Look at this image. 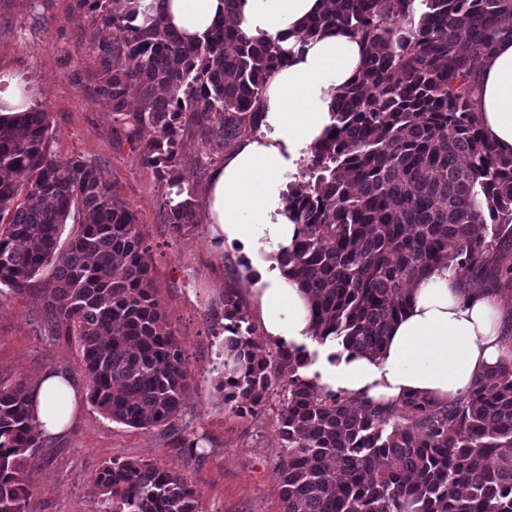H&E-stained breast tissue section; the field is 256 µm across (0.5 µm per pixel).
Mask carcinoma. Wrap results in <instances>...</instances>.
<instances>
[{
    "instance_id": "carcinoma-1",
    "label": "carcinoma",
    "mask_w": 512,
    "mask_h": 512,
    "mask_svg": "<svg viewBox=\"0 0 512 512\" xmlns=\"http://www.w3.org/2000/svg\"><path fill=\"white\" fill-rule=\"evenodd\" d=\"M80 2L121 33L93 44L96 94L116 131L141 143V165L168 188L165 221L185 233L198 203L176 162L183 138L230 149L255 135L290 51L248 35L235 0L195 43L165 25L162 0ZM325 31L366 53L335 98V135L282 194L300 231L281 263L310 297L314 340L375 355L409 284L436 263L465 288L512 291V155L494 149L470 105L483 57L512 37V0H323L303 37ZM52 142L45 108L0 121V297L49 272L40 326L78 343L91 403L116 422L170 428L190 383L137 216L102 168L57 159ZM223 308L224 404L256 415L273 385L288 384L276 469L284 512H512V357L443 407L419 396L354 400L301 375L312 362L305 346L258 343L238 289H224ZM40 435L25 381L0 378V512H26ZM94 486L108 512H196L195 485L148 462H106Z\"/></svg>"
}]
</instances>
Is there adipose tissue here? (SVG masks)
Returning a JSON list of instances; mask_svg holds the SVG:
<instances>
[{"instance_id": "adipose-tissue-1", "label": "adipose tissue", "mask_w": 512, "mask_h": 512, "mask_svg": "<svg viewBox=\"0 0 512 512\" xmlns=\"http://www.w3.org/2000/svg\"><path fill=\"white\" fill-rule=\"evenodd\" d=\"M321 6L322 0L236 2L249 35L277 40L291 56L267 85L260 132L231 150L204 187V221L227 243L249 249L268 236L280 248L297 234L279 177L327 136L329 106L363 61L362 45L349 36L304 39V23ZM163 13L183 39L201 41L223 18L224 0H165ZM472 105L489 141L512 153V40L498 42L486 58ZM251 275L267 336L306 346L316 359L304 376L350 397L394 404L417 395L442 406L465 395L512 351L499 296L460 288L444 264L411 282L403 315L373 356L313 340L309 299L281 267L266 262L253 266ZM81 400L71 377L54 369L40 374L30 390L32 414L49 437L66 433Z\"/></svg>"}]
</instances>
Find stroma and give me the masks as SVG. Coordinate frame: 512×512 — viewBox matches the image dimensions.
Instances as JSON below:
<instances>
[{
    "mask_svg": "<svg viewBox=\"0 0 512 512\" xmlns=\"http://www.w3.org/2000/svg\"><path fill=\"white\" fill-rule=\"evenodd\" d=\"M112 37L78 0H0V74L18 77L33 105L48 110L55 157L105 168L114 194L136 213L150 248L155 295L185 352L191 388L169 430L113 421L83 400L67 434L43 438L28 469L27 512H105L94 479L113 459L147 461L187 477L198 489L197 512H283L275 466L286 387H272L259 414L241 417L220 398L212 369L220 350L214 316L227 287L238 288L258 326L256 340L275 347L259 329L262 315L250 293L251 265L265 255L215 249L203 223L181 237L165 223L160 183L142 167L138 148L116 134L110 106L94 93L93 43ZM39 308L33 294L0 298V377L30 383L56 368L87 388L76 342L45 336ZM177 434L196 443V459L182 455L173 442Z\"/></svg>",
    "mask_w": 512,
    "mask_h": 512,
    "instance_id": "1",
    "label": "stroma"
}]
</instances>
